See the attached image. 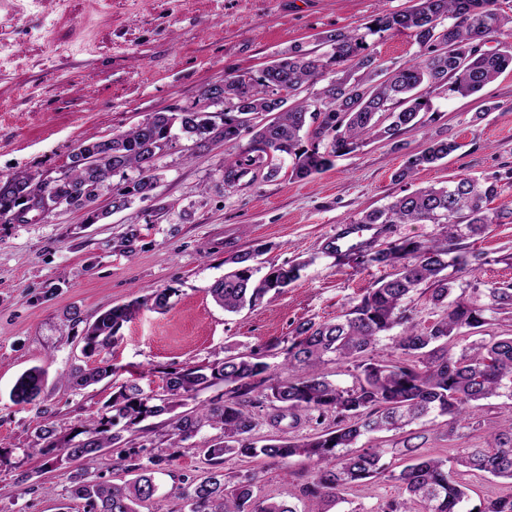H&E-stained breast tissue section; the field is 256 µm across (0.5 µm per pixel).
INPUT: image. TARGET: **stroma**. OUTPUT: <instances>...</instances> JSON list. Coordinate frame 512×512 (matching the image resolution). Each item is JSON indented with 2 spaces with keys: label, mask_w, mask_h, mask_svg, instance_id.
<instances>
[{
  "label": "stroma",
  "mask_w": 512,
  "mask_h": 512,
  "mask_svg": "<svg viewBox=\"0 0 512 512\" xmlns=\"http://www.w3.org/2000/svg\"><path fill=\"white\" fill-rule=\"evenodd\" d=\"M413 0H0V179L21 171L60 176L77 144L108 138L158 111L195 103L202 88L227 74L263 67L289 45L317 51L319 38L368 23L383 10ZM431 121L400 135L405 150L370 142L337 158L334 167L307 179L279 159L274 178L244 177L225 187L222 165L251 135L198 148L173 138L161 160V178L149 198L96 223L62 208L18 224L0 223V512H84L69 493L72 461L45 466L23 450L44 424L72 434L101 412L130 372L143 389H158L164 371L211 362L225 348L267 346L266 360L280 367L292 329L304 320L335 319L348 302L388 268L359 263L327 245L337 225L358 222L363 211L394 197L447 184L460 175L497 181L492 206L512 210V72L468 98L432 94ZM483 120H475L477 112ZM453 139L460 151L393 178L406 152L428 138ZM142 235L131 256L114 253L127 225ZM460 247L482 254L474 271L459 273L457 287L512 281V224H493ZM258 250L257 266L302 263L300 277L279 295L238 313H226L207 289L224 274V259ZM169 289L166 310L143 308L119 332L101 359L116 372L83 390L58 386L82 360V325L70 309L89 318L158 289ZM43 367L52 382L43 405H17L9 392L25 370ZM166 418L147 419L124 431L120 445L89 464L111 483L129 480L123 450L156 448L163 462L157 494L140 512H189L178 497L183 479L209 468L204 452L216 432L203 428L181 447L161 445ZM305 461L284 465L257 457H226L228 475L256 473V493L306 512ZM388 480L345 490L329 512H381L396 498Z\"/></svg>",
  "instance_id": "obj_1"
}]
</instances>
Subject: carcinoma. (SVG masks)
<instances>
[{"label": "carcinoma", "instance_id": "cac0c4a2", "mask_svg": "<svg viewBox=\"0 0 512 512\" xmlns=\"http://www.w3.org/2000/svg\"><path fill=\"white\" fill-rule=\"evenodd\" d=\"M498 0H416L399 11L382 12L365 26L321 37L327 50L314 55L298 44L256 72L226 75L220 82L215 112L194 106L177 112H152L137 125L107 139H87L71 164L43 197L41 177L19 172L0 180V221L26 222L27 213H50L46 205L60 203L87 211L89 222L98 218L93 205L99 194L112 189V208L124 209L134 196L143 198L155 189L160 160L169 133L179 125L187 139L202 147L220 139L232 141L250 127L253 135L239 153L224 159V186L233 187L249 174L267 169L278 173L270 160L287 156L292 175L306 179L334 166L336 158L363 144L387 141L397 150L400 132L423 125L420 113L430 109V94L443 88L469 97L501 74L512 71V17L500 12ZM407 32L419 47L416 60L380 68L375 65L372 37ZM324 85L312 98L292 106L288 97L304 86ZM275 112L262 125H250L251 116ZM462 148L453 139H427L425 147L408 155L394 180L405 181L420 167L435 164ZM138 176L129 180L126 172ZM120 175L122 181L111 183ZM498 195L495 181L463 175L444 187L422 188L395 198L382 209L362 216L361 224H446L444 238L429 241L398 239L386 248L357 251L363 264L391 266L394 272L351 300L333 321L306 320L294 329L285 348V365L292 371L280 379L265 361L262 347L231 351L206 365L186 366L165 373L161 391L145 392L129 381L112 394L104 411L68 439L57 437L48 425L41 427L24 452L40 454L55 464L61 454L70 461H90L122 436L112 431L123 420L131 428L163 414L168 420L170 445L195 437L208 426L219 431L205 449L211 468L200 478L186 481L182 495L189 512H298L295 505L255 494L254 472L237 479L224 474V456H264L284 465L303 458L313 465V478L303 485L311 502L307 512L342 500L349 487L368 480L390 478L400 499L388 512H512V492L482 499L467 508L469 488L458 472L487 474L512 485V426L488 432L485 445L460 448L448 456H435L419 445L382 443L368 446L362 439L376 433L402 432L435 415L443 428L433 429L450 441L462 438L459 429L478 418L484 402L504 398L512 408V334H489L494 315L512 310V286H494L455 294L456 280L444 271L461 272L479 260L457 247V220L466 221L468 236L484 233L491 224L512 221V211L489 208ZM141 235L130 224L118 241L123 254L134 251ZM257 253L237 251L224 260L231 269L207 289L212 300L227 313L253 307L267 294L279 295L300 276L303 264L272 265L260 278L254 265ZM425 301L438 317L429 326L416 322L408 306L421 285ZM168 289L156 290L143 299L115 306L85 321L82 352L92 359L112 345L122 326L143 306L163 310ZM394 351L385 358L372 355L378 341L394 328ZM477 339L468 341V336ZM352 365L355 383L343 388L321 372L325 357ZM106 360L71 368L63 383L83 389L114 375ZM46 372L32 367L23 372L9 397L16 404L40 403ZM227 387L224 400L212 401L192 411L175 413L184 401L209 387ZM269 403L273 425L289 416L305 417L321 425L330 413L333 426L300 439L273 437L259 445L253 436L256 423L252 408ZM409 463L395 472L383 462L386 455ZM126 470L136 473L124 485L93 478L85 468L70 473L71 494L84 501V512H138L158 487L153 467L158 455L142 462L141 451L125 454Z\"/></svg>", "mask_w": 512, "mask_h": 512}]
</instances>
